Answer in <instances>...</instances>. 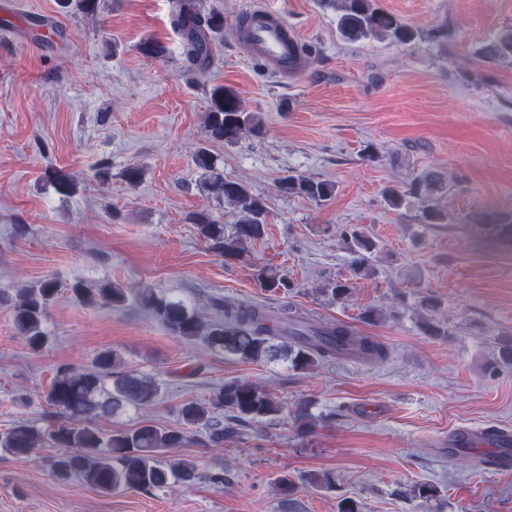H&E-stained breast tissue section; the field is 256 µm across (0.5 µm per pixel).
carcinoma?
Here are the masks:
<instances>
[{
  "label": "carcinoma",
  "instance_id": "carcinoma-1",
  "mask_svg": "<svg viewBox=\"0 0 512 512\" xmlns=\"http://www.w3.org/2000/svg\"><path fill=\"white\" fill-rule=\"evenodd\" d=\"M336 27L350 42L384 39L395 46L414 43L418 31L393 13L382 9L378 0H334ZM172 24L186 36L185 58L189 66L202 65L210 55L207 32L224 26V16L205 13L195 0H175ZM512 55V30L505 31L481 49V56L494 59ZM263 116L243 109L236 92L224 86L214 88L205 119V136L212 142L235 143L261 133ZM55 191L75 192V179L53 171L48 176ZM448 188V179L435 171L426 172L407 191H390L387 203L400 208L409 196L421 204L425 224H441L445 215L434 205V197ZM281 192L306 198L316 204L331 199L335 184L305 174H290L279 183ZM212 192L232 207L235 221L220 224L200 213L193 223L209 250L225 260L248 256L250 247L267 233L268 211L264 200L244 182L216 177ZM350 258V276L325 282L320 292L332 301L352 294L353 280L374 275L376 243L363 231L343 233ZM260 287L271 293L292 288L287 274L268 263H254ZM58 281L46 277L17 293L13 324L33 351L47 340L44 319L47 307L57 297ZM74 298L88 306L122 307L132 302L152 315L173 335L202 344L226 355L259 363L283 359L296 369L311 368L319 362L353 357L378 363L388 357L386 347L373 336L360 333L341 322H312L296 312L277 314L257 303L215 299L216 316L207 319L181 300L158 295L145 286L136 292L110 281L88 288L77 281L70 286ZM420 307L429 312L423 322L429 336H446L448 327L433 318L440 300L427 296ZM512 367V339L498 341V358L492 368ZM158 382L123 368L120 354L100 352L91 367L60 365L40 394L47 412L40 425L17 421L0 432V448L17 457H28L47 448L63 452L47 457L50 474L59 482L79 479L105 494L125 490H159L177 484L207 480L224 483V474L206 473L191 456L166 463L160 457L189 440L187 429L204 431L205 444L220 447L224 439L239 434L240 427L264 424L273 419L281 405L271 390L248 380L227 381L205 402L189 400L179 411L174 426L144 424L129 430L105 431L99 422L109 421L128 406H143L160 396Z\"/></svg>",
  "mask_w": 512,
  "mask_h": 512
}]
</instances>
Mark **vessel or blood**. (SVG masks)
I'll list each match as a JSON object with an SVG mask.
<instances>
[{"label":"vessel or blood","instance_id":"obj_1","mask_svg":"<svg viewBox=\"0 0 512 512\" xmlns=\"http://www.w3.org/2000/svg\"><path fill=\"white\" fill-rule=\"evenodd\" d=\"M238 36L246 55L260 61L273 76L298 75L306 68L299 37L278 10L252 7L238 29ZM480 444L492 448L489 461L494 469H512L511 435L494 434L481 439Z\"/></svg>","mask_w":512,"mask_h":512}]
</instances>
